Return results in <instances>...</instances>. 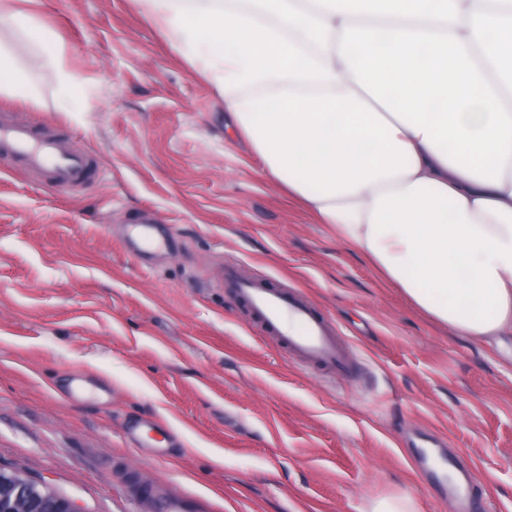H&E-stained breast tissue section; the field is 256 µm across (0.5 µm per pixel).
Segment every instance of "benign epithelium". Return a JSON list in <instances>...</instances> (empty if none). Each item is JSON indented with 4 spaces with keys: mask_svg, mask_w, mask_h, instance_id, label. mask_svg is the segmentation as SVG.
Listing matches in <instances>:
<instances>
[{
    "mask_svg": "<svg viewBox=\"0 0 512 512\" xmlns=\"http://www.w3.org/2000/svg\"><path fill=\"white\" fill-rule=\"evenodd\" d=\"M0 512H82L45 483L0 468Z\"/></svg>",
    "mask_w": 512,
    "mask_h": 512,
    "instance_id": "7a95c632",
    "label": "benign epithelium"
}]
</instances>
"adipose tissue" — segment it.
I'll return each mask as SVG.
<instances>
[{
    "mask_svg": "<svg viewBox=\"0 0 512 512\" xmlns=\"http://www.w3.org/2000/svg\"><path fill=\"white\" fill-rule=\"evenodd\" d=\"M137 0L320 223L457 334L512 333V0ZM0 94L55 33L0 0Z\"/></svg>",
    "mask_w": 512,
    "mask_h": 512,
    "instance_id": "adipose-tissue-1",
    "label": "adipose tissue"
}]
</instances>
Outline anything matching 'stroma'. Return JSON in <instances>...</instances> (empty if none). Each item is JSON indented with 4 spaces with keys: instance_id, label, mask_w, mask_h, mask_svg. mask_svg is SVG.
I'll return each mask as SVG.
<instances>
[{
    "instance_id": "1",
    "label": "stroma",
    "mask_w": 512,
    "mask_h": 512,
    "mask_svg": "<svg viewBox=\"0 0 512 512\" xmlns=\"http://www.w3.org/2000/svg\"><path fill=\"white\" fill-rule=\"evenodd\" d=\"M56 33L0 113L90 154L74 188L0 152V467L82 512H149L135 485L202 512H366L407 494L455 512L415 444L473 461L512 512V335L456 334L287 190L224 96L134 0H18ZM161 241L136 250L133 229ZM301 293L355 359L336 376L215 285L226 262Z\"/></svg>"
}]
</instances>
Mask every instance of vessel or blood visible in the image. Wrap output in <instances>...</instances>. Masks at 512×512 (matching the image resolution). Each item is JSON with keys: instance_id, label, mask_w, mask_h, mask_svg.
I'll use <instances>...</instances> for the list:
<instances>
[{"instance_id": "b4317fda", "label": "vessel or blood", "mask_w": 512, "mask_h": 512, "mask_svg": "<svg viewBox=\"0 0 512 512\" xmlns=\"http://www.w3.org/2000/svg\"><path fill=\"white\" fill-rule=\"evenodd\" d=\"M0 151L23 158L32 168L46 172L49 180L57 185L82 182L90 171L85 152L65 147L56 138L21 122L0 123ZM217 285L235 289L248 308L280 334L298 361L322 366L336 375L343 376L350 371L352 360L334 326L318 315L301 294L242 278L233 263L225 264ZM460 475L461 483L455 492L457 512H486L487 504L472 469L461 468Z\"/></svg>"}]
</instances>
